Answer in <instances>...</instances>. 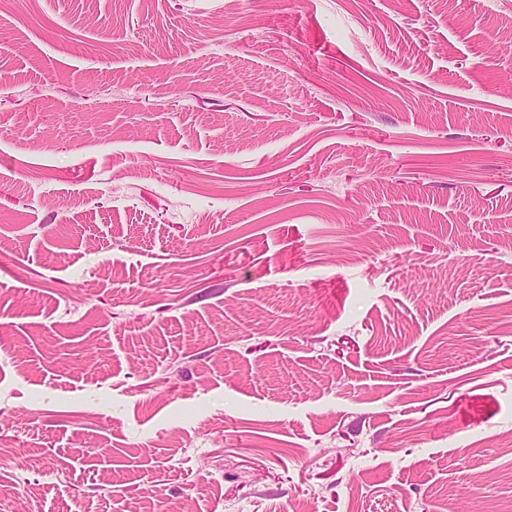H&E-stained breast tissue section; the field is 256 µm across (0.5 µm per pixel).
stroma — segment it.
I'll list each match as a JSON object with an SVG mask.
<instances>
[{
  "label": "stroma",
  "mask_w": 512,
  "mask_h": 512,
  "mask_svg": "<svg viewBox=\"0 0 512 512\" xmlns=\"http://www.w3.org/2000/svg\"><path fill=\"white\" fill-rule=\"evenodd\" d=\"M0 512H512V0H0Z\"/></svg>",
  "instance_id": "35a3bbf8"
}]
</instances>
